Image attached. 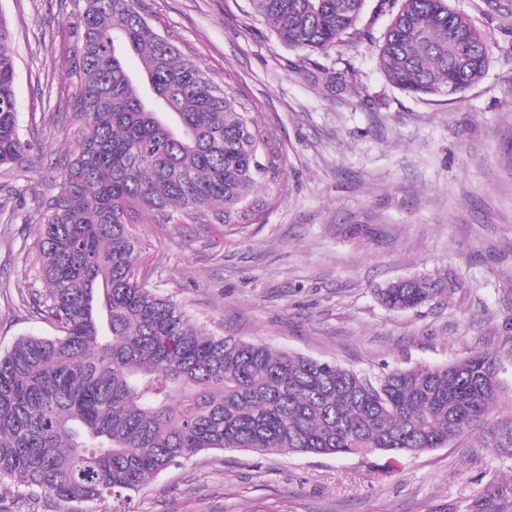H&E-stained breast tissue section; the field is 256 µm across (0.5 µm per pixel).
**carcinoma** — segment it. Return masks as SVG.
<instances>
[{
  "instance_id": "carcinoma-1",
  "label": "carcinoma",
  "mask_w": 512,
  "mask_h": 512,
  "mask_svg": "<svg viewBox=\"0 0 512 512\" xmlns=\"http://www.w3.org/2000/svg\"><path fill=\"white\" fill-rule=\"evenodd\" d=\"M86 0L74 58L75 143L39 225L43 288L33 309L54 336H22L0 355V482L62 502L123 501L208 450L415 455L472 431L498 401L496 357L396 368L371 379L334 362L190 327L138 280L130 225L147 214L247 224L249 198L283 154L230 88L220 89L137 9ZM365 0H251L289 48L360 38ZM395 11L378 62L398 88L454 100L492 53L448 0H385ZM12 33L0 19V166L39 147L21 136ZM141 69L130 72L127 54ZM452 289L417 279L379 291L396 310ZM512 512V475L459 508Z\"/></svg>"
}]
</instances>
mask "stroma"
Instances as JSON below:
<instances>
[{
  "instance_id": "35a3bbf8",
  "label": "stroma",
  "mask_w": 512,
  "mask_h": 512,
  "mask_svg": "<svg viewBox=\"0 0 512 512\" xmlns=\"http://www.w3.org/2000/svg\"><path fill=\"white\" fill-rule=\"evenodd\" d=\"M493 50L459 99L414 97L379 69L391 21L365 0L360 39L306 53L278 41L249 0H138L152 27L216 86L238 92L286 158L249 224L134 225L138 276L197 330L337 363L370 378L396 367L495 355L497 405L446 447L391 458L210 450L97 512H438L512 460L489 448L512 421V0H449ZM85 0H0L12 32L22 136L41 150L0 167V353L53 327L37 228L75 140L72 71ZM453 284L411 310L378 296L403 279ZM85 512L0 484V512Z\"/></svg>"
}]
</instances>
